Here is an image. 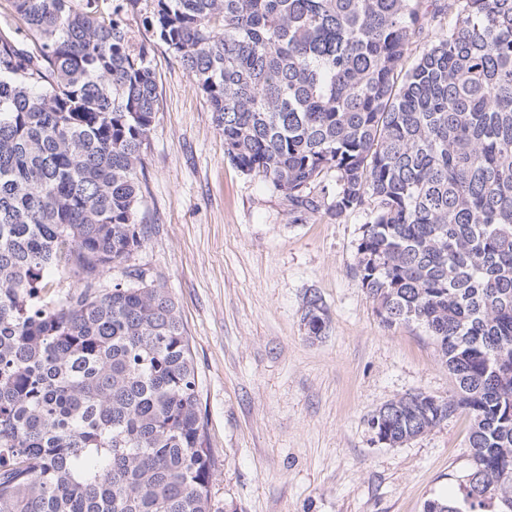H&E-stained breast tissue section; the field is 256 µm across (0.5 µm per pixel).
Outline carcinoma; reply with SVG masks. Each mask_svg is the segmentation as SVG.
<instances>
[{"instance_id":"carcinoma-1","label":"carcinoma","mask_w":512,"mask_h":512,"mask_svg":"<svg viewBox=\"0 0 512 512\" xmlns=\"http://www.w3.org/2000/svg\"><path fill=\"white\" fill-rule=\"evenodd\" d=\"M0 25V512H212L189 337L144 275L139 177L155 42L205 94L224 153L291 212L370 206L354 267L384 327L417 324L455 390L385 403L405 443L462 411L471 467L424 512H512V0H7ZM421 53L413 35L445 9ZM48 271L77 291L43 296ZM307 336L325 335L307 298Z\"/></svg>"}]
</instances>
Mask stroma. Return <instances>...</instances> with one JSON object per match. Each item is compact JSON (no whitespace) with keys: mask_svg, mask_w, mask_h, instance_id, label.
<instances>
[{"mask_svg":"<svg viewBox=\"0 0 512 512\" xmlns=\"http://www.w3.org/2000/svg\"><path fill=\"white\" fill-rule=\"evenodd\" d=\"M163 101L141 176L146 229L104 284L143 273L180 309L214 451L216 512H423L469 466L470 418L457 413L398 446L368 420L453 379L421 327L385 328L353 268L365 210L293 213L271 183L236 168L195 81L155 48ZM318 295L330 316L308 338ZM329 315L318 295L311 294L306 301L302 322L307 336L319 339L325 335L329 324Z\"/></svg>","mask_w":512,"mask_h":512,"instance_id":"35a3bbf8","label":"stroma"}]
</instances>
